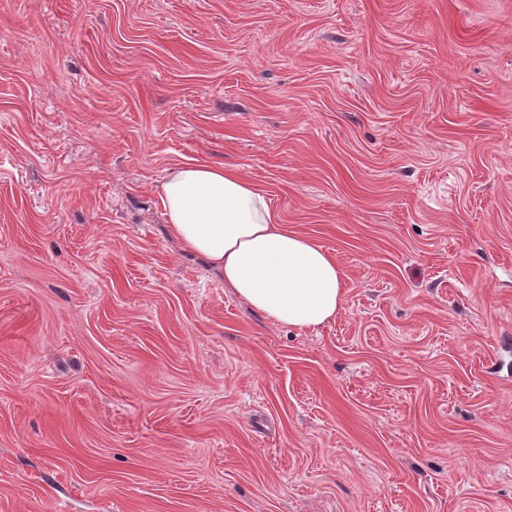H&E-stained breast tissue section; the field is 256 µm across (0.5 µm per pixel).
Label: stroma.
I'll use <instances>...</instances> for the list:
<instances>
[{
    "mask_svg": "<svg viewBox=\"0 0 512 512\" xmlns=\"http://www.w3.org/2000/svg\"><path fill=\"white\" fill-rule=\"evenodd\" d=\"M203 163L333 320L169 235ZM0 512H512V0H0ZM161 195L171 236L266 320L302 330L336 316L344 300L336 260L313 238L288 229L266 193L240 171L181 167Z\"/></svg>",
    "mask_w": 512,
    "mask_h": 512,
    "instance_id": "1",
    "label": "stroma"
}]
</instances>
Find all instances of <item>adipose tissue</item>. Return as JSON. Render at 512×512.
Returning a JSON list of instances; mask_svg holds the SVG:
<instances>
[{"instance_id": "1", "label": "adipose tissue", "mask_w": 512, "mask_h": 512, "mask_svg": "<svg viewBox=\"0 0 512 512\" xmlns=\"http://www.w3.org/2000/svg\"><path fill=\"white\" fill-rule=\"evenodd\" d=\"M168 231L203 257L225 286L266 320L314 329L344 300V274L313 238L291 230L264 191L240 171L176 169L162 185Z\"/></svg>"}]
</instances>
